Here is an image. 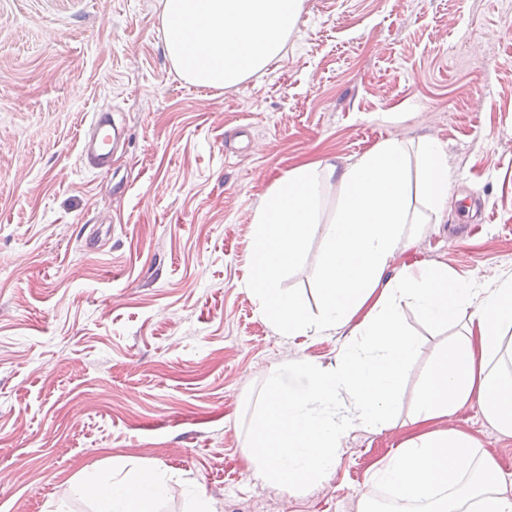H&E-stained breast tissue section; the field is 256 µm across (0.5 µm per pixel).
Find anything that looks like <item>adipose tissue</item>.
<instances>
[{
    "mask_svg": "<svg viewBox=\"0 0 512 512\" xmlns=\"http://www.w3.org/2000/svg\"><path fill=\"white\" fill-rule=\"evenodd\" d=\"M303 0H161L166 53L187 81L211 88L236 85L266 67L297 25ZM417 175L408 179V162ZM339 181L343 197L323 218L324 186ZM448 200V157L440 142L420 139L415 159L390 138L344 166L305 164L277 179L258 204L246 288L262 316L288 333L350 327L356 340L336 367L311 360L273 368L263 407L247 441L257 478L291 492L327 479L348 431L374 428L399 410L401 386L415 350L402 309L445 325L463 311L464 333L442 347L422 380L413 424L423 431L404 442L372 474L420 512H512L495 461L457 430H426L475 400L486 419L512 436V277L492 289L452 278L447 268L416 265L387 271L414 241L416 203L440 213ZM322 227L320 307L278 286L283 270L303 255ZM96 512H152L168 486L165 473L144 468L129 480L102 483L84 472Z\"/></svg>",
    "mask_w": 512,
    "mask_h": 512,
    "instance_id": "adipose-tissue-1",
    "label": "adipose tissue"
}]
</instances>
